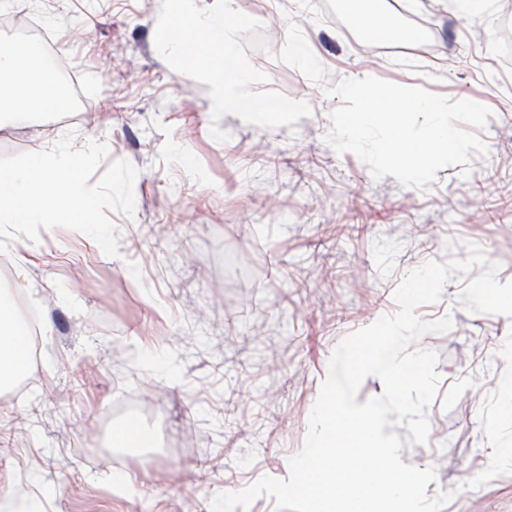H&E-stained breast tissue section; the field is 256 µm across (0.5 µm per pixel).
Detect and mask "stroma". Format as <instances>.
Listing matches in <instances>:
<instances>
[{
  "label": "stroma",
  "instance_id": "1",
  "mask_svg": "<svg viewBox=\"0 0 512 512\" xmlns=\"http://www.w3.org/2000/svg\"><path fill=\"white\" fill-rule=\"evenodd\" d=\"M321 4L236 0L271 32L260 66L268 88L311 113L276 129L228 114L219 142L208 85L155 47L161 0H17L85 74L88 99L67 122L53 110L2 121L0 141L18 154L100 137L109 160L130 161L138 176L134 217L112 216L118 256L65 228L10 246L46 326L39 364L20 374L29 393L0 389V495L39 512H211L219 493L288 478L334 348L398 312L394 290L408 272L466 258L473 243L499 281L512 280V68L496 28L464 27L453 0H413L407 18L384 6L388 36L355 49ZM292 33L314 68L297 62ZM368 76L487 106L486 151L472 154L469 176L449 166L418 191L337 152L326 136L342 101L325 89ZM464 284L453 276L416 310L452 327L418 340L438 354L439 382L428 442L408 443L398 428L400 457L435 468L427 494L451 492L443 512H512V465L496 463L512 318L465 309ZM143 350L172 353L178 375L147 374ZM133 404L162 452L136 466L140 448L109 456L93 445L100 422L120 427ZM113 471L131 475L136 493L104 481Z\"/></svg>",
  "mask_w": 512,
  "mask_h": 512
}]
</instances>
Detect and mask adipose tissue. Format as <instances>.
<instances>
[{"label": "adipose tissue", "mask_w": 512, "mask_h": 512, "mask_svg": "<svg viewBox=\"0 0 512 512\" xmlns=\"http://www.w3.org/2000/svg\"><path fill=\"white\" fill-rule=\"evenodd\" d=\"M59 103L60 93L54 80L32 69L24 54L0 51V113L21 123L35 112Z\"/></svg>", "instance_id": "1"}]
</instances>
